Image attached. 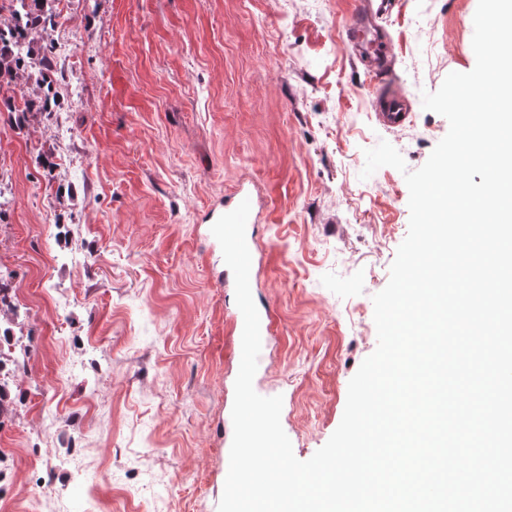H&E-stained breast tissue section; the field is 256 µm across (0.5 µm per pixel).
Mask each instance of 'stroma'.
<instances>
[{
    "label": "stroma",
    "instance_id": "1",
    "mask_svg": "<svg viewBox=\"0 0 512 512\" xmlns=\"http://www.w3.org/2000/svg\"><path fill=\"white\" fill-rule=\"evenodd\" d=\"M477 0L378 19L403 128L380 124L340 38L352 0H56L55 110L0 112V334L26 346L0 418V512H218L237 377L232 279L207 230L258 193L255 378L307 460L377 347L372 298L409 225L392 144L420 168L449 123L422 106L475 66ZM406 169V170H407Z\"/></svg>",
    "mask_w": 512,
    "mask_h": 512
}]
</instances>
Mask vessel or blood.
<instances>
[{
	"mask_svg": "<svg viewBox=\"0 0 512 512\" xmlns=\"http://www.w3.org/2000/svg\"><path fill=\"white\" fill-rule=\"evenodd\" d=\"M394 7L393 0H380L377 9H370L367 0H357L351 21L347 24L343 41L350 45L365 62L369 72L377 75L388 74L390 60L387 46L378 33L377 14L390 12ZM407 97L403 91L387 90L377 94L376 105L379 109V120L389 128L405 125Z\"/></svg>",
	"mask_w": 512,
	"mask_h": 512,
	"instance_id": "vessel-or-blood-1",
	"label": "vessel or blood"
}]
</instances>
